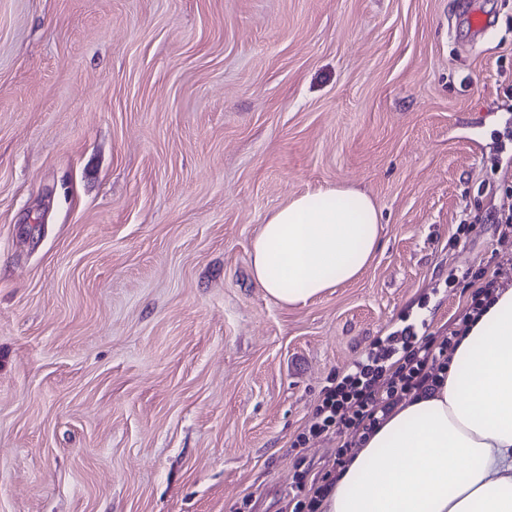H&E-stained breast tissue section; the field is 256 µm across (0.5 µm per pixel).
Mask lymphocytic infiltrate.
Wrapping results in <instances>:
<instances>
[{
    "mask_svg": "<svg viewBox=\"0 0 512 512\" xmlns=\"http://www.w3.org/2000/svg\"><path fill=\"white\" fill-rule=\"evenodd\" d=\"M459 337L455 330L438 342L420 340L407 329L400 336H387L341 381L326 390L312 418L310 434L348 432L363 437L371 433L402 395L433 386L435 376L429 368L430 361L447 356Z\"/></svg>",
    "mask_w": 512,
    "mask_h": 512,
    "instance_id": "lymphocytic-infiltrate-1",
    "label": "lymphocytic infiltrate"
}]
</instances>
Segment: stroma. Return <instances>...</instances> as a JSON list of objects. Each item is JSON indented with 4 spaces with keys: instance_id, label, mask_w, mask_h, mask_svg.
<instances>
[{
    "instance_id": "stroma-1",
    "label": "stroma",
    "mask_w": 512,
    "mask_h": 512,
    "mask_svg": "<svg viewBox=\"0 0 512 512\" xmlns=\"http://www.w3.org/2000/svg\"><path fill=\"white\" fill-rule=\"evenodd\" d=\"M336 186L381 244L280 305L253 239ZM478 270L512 286V0H0V512H293L325 389Z\"/></svg>"
}]
</instances>
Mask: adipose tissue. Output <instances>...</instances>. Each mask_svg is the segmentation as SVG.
Returning a JSON list of instances; mask_svg holds the SVG:
<instances>
[{
  "instance_id": "obj_1",
  "label": "adipose tissue",
  "mask_w": 512,
  "mask_h": 512,
  "mask_svg": "<svg viewBox=\"0 0 512 512\" xmlns=\"http://www.w3.org/2000/svg\"><path fill=\"white\" fill-rule=\"evenodd\" d=\"M379 243L367 194L306 193L262 224L251 273L294 306L356 279ZM319 512H512V287L495 289L435 386L410 393L355 449Z\"/></svg>"
}]
</instances>
